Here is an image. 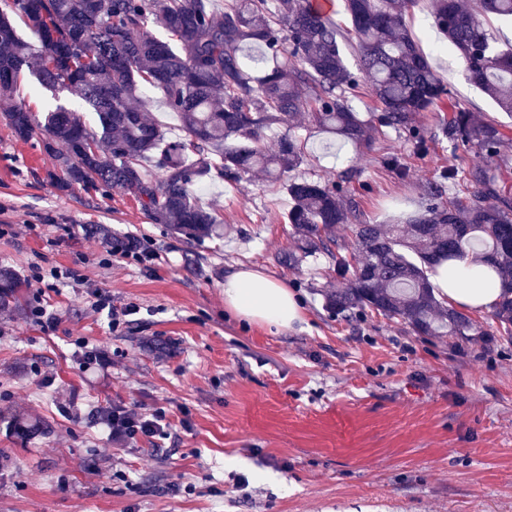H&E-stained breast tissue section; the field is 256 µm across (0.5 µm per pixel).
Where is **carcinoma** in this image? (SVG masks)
<instances>
[{
  "instance_id": "obj_1",
  "label": "carcinoma",
  "mask_w": 512,
  "mask_h": 512,
  "mask_svg": "<svg viewBox=\"0 0 512 512\" xmlns=\"http://www.w3.org/2000/svg\"><path fill=\"white\" fill-rule=\"evenodd\" d=\"M417 0H344L349 27L341 34L305 0H4L0 9V106L14 135H43L62 185L134 193L143 210L171 232L201 243L224 237V225L202 207L195 187L207 179L239 182L253 171L282 183L292 201L285 215L295 248L280 262L296 268L318 252L334 261L336 287L324 293L336 314L369 308L400 318L421 335L482 337L489 331L434 295L429 273L469 253L502 282L492 312L500 337L512 341V198L500 194L490 164L450 168L425 190L422 213L402 224H350L353 254L336 238L356 205L342 181L293 177L306 162L293 132L267 146V131L306 118L356 147L373 144L375 126L404 132L416 148L415 125L449 95L406 27ZM512 20V0H435L434 24L465 63L467 81L512 115V44L493 41L480 17ZM158 24L164 37L148 30ZM23 24L29 32L18 30ZM354 41L357 70L341 42ZM53 94L66 93L97 116L58 104L39 116L14 93L24 74ZM161 94L183 135L172 139L146 115L142 91ZM365 89L377 103L366 120L350 105ZM448 149L474 145L501 157L505 135L476 112L457 106L441 127ZM161 173L153 179L150 169ZM466 183L448 197L444 181ZM23 284L0 267V308L19 302Z\"/></svg>"
}]
</instances>
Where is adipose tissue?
I'll return each mask as SVG.
<instances>
[{"mask_svg": "<svg viewBox=\"0 0 512 512\" xmlns=\"http://www.w3.org/2000/svg\"><path fill=\"white\" fill-rule=\"evenodd\" d=\"M432 282L448 304L471 312L491 310L500 293L497 276L470 256L438 269ZM224 307L249 326L291 329L304 321L301 301L294 291L253 266L242 265L225 275Z\"/></svg>", "mask_w": 512, "mask_h": 512, "instance_id": "obj_1", "label": "adipose tissue"}]
</instances>
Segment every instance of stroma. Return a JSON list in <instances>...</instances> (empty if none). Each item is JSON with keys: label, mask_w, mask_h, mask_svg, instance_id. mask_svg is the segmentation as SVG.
Here are the masks:
<instances>
[{"label": "stroma", "mask_w": 512, "mask_h": 512, "mask_svg": "<svg viewBox=\"0 0 512 512\" xmlns=\"http://www.w3.org/2000/svg\"><path fill=\"white\" fill-rule=\"evenodd\" d=\"M433 9L419 0L407 25L451 100L512 131L462 59L435 53ZM448 114L417 115L424 152L392 130L337 150L296 121L309 153L300 172L344 181L354 222L399 223L443 170L484 161L474 146L443 148ZM392 154L405 175L385 166ZM61 176L41 135L19 140L0 117V265L24 282L20 305L0 310V512H512V343L419 336L368 309L329 313L332 261L278 263L294 245L291 201L263 174L205 181L198 200L224 237L201 244L154 223L132 192L63 188ZM108 232L155 260L112 254ZM240 265L287 283L305 329L242 327L224 308V274ZM93 286L135 307L126 325L109 327ZM86 344L107 368L84 369ZM133 404L163 408L170 438L117 449L87 417ZM15 411L47 434L12 436Z\"/></svg>", "instance_id": "1"}]
</instances>
